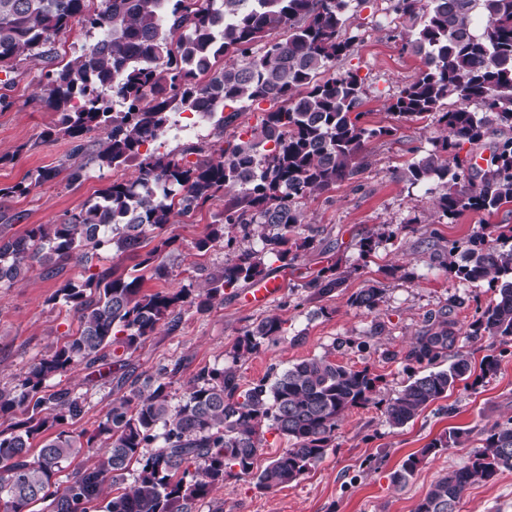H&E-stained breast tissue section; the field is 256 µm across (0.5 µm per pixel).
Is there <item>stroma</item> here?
Here are the masks:
<instances>
[{"instance_id":"1","label":"stroma","mask_w":512,"mask_h":512,"mask_svg":"<svg viewBox=\"0 0 512 512\" xmlns=\"http://www.w3.org/2000/svg\"><path fill=\"white\" fill-rule=\"evenodd\" d=\"M352 22L359 27L360 41L350 55L337 61L336 68L355 71L363 79L366 124L393 126L396 134L367 143L369 165L358 179L337 183L306 201L303 211L308 222L319 228L322 244L302 253L295 266H269L270 278L281 282L275 298L255 306L247 301V290L242 287L207 311L185 307L176 329L159 328L131 355L128 372L141 378L182 361L183 369L169 388L173 401H180L187 382L200 368L223 364L243 329L275 312L284 320L286 332L241 359L244 383L327 354L337 363L379 375L375 402L352 410L343 419L324 460L296 482L261 491L252 478L233 479L196 503L193 512H414L436 477L466 465L483 451L485 427L512 417V340L486 337L470 344L468 350L476 366L485 356L495 355V374L474 386L457 385L402 428H391L385 421L387 402L420 367L401 357L383 361L382 350L404 352L427 328L430 314L441 309H450L452 318L466 325L476 306L495 297L488 283L461 282L432 268L425 238L434 235L462 243L483 225H512V213L504 209L491 215L467 211L450 220L441 217L435 207L444 191L441 182L412 186L403 180V170L432 149L441 131L430 118L397 122L386 102L423 63L393 37L396 21L386 12L384 0H373L372 6L359 9ZM46 70L43 59L30 57L16 71L0 72V187L23 181L42 167L59 170L56 178L33 187L27 195L0 197V210L19 216L7 229L15 236L34 224L57 223L94 201L110 183L131 181L138 175L132 165L101 169L90 163L88 153L96 149L100 137L96 131L83 137L86 153L72 155L69 140L54 133L57 113L36 98ZM214 124L211 118L177 112L161 139L163 151L177 153L190 144H217ZM74 164L87 167L86 177L76 184L68 180ZM224 203V198H216L200 212L178 218L170 226L168 233L175 242L168 257L169 276L145 280V291L189 287L197 268L223 264V244L205 253L198 252L194 244L218 223ZM380 224L398 225L402 231L397 240L382 243L371 257H361L358 241ZM334 262L352 268V275L327 296L307 298L304 282ZM404 269L414 272V280L401 278ZM80 275V268L73 265L54 277L36 266L13 285L0 287V388L18 385L36 359L76 332V315L54 295L64 280ZM371 285L385 290L378 310L368 314L350 306L349 297ZM379 323L384 331L377 336L373 329ZM46 386L51 392L68 387L83 397V415L66 426L76 434L92 433L118 393L111 376L92 373L82 365L48 380ZM452 429L466 430L460 445L429 458L405 486L392 483L393 472L407 455ZM457 512H512V472L470 486Z\"/></svg>"}]
</instances>
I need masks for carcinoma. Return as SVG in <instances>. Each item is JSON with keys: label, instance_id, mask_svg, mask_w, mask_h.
<instances>
[{"label": "carcinoma", "instance_id": "obj_1", "mask_svg": "<svg viewBox=\"0 0 512 512\" xmlns=\"http://www.w3.org/2000/svg\"><path fill=\"white\" fill-rule=\"evenodd\" d=\"M0 0V71L29 56L54 63L55 37L77 22L99 33L81 56L51 68L36 98L59 114L56 135L84 151L81 137L101 138L90 161L98 168L134 163L138 177L114 181L98 198L57 224H34L22 236L0 234V284L11 285L34 265L59 274L72 263L84 276L57 290L78 316L76 335L38 359L17 386L0 388V415L23 419L0 430V512H192L230 479L249 475L259 490L297 481L317 466L348 413L375 400L378 378L328 356L303 359L274 379L244 386L238 363L282 335L285 321L270 314L246 328L220 367H203L172 403L171 380L181 363L165 365L112 399L96 432L49 430L79 419L84 399L68 388L44 393L50 378L76 365L90 369L107 360L122 370L127 356L158 328L178 326L185 304L205 311L224 303V291L265 280L267 262L293 265L300 252L320 244L300 203L355 179L364 169L367 141L396 128L365 125L366 90L336 61L354 50L349 10L370 0ZM398 36L423 61V69L393 95L387 110L400 119L433 118L446 135L434 150L409 164L412 185L434 179L446 191L436 200L441 216L465 211L496 213L512 205V0H387ZM282 29L283 39L271 37ZM455 99L451 108L446 102ZM273 102L260 123L205 153L189 145L179 153L146 146L167 131L172 111L183 107L217 120L219 135L246 104ZM494 137L483 169L460 157L468 143ZM197 155L196 161L187 160ZM40 168L0 197L23 195L54 179ZM220 223L197 240L207 252L216 243L233 254L224 264L200 269V287L146 292V278L168 275L165 259L174 242L163 233L175 218L202 209L231 189ZM401 228L381 224L359 240L367 257ZM158 239L137 263L142 274L118 273L105 255L135 253ZM432 260L465 282L487 280L496 299L467 328L439 311L431 328L416 336L404 360L427 370L399 390L384 415L393 428L416 419L429 405L472 377L465 344L484 336L512 338V228L495 225L464 246L430 243ZM352 274L334 263L304 282L310 298L341 287ZM383 289L362 288L349 304L378 309ZM451 360L446 368L435 365ZM284 438L282 449L254 470L265 430ZM452 430L402 460L393 482L406 484L430 456L460 444ZM484 450L469 464L439 475L415 512H456L469 487L512 472V417L484 430ZM97 461L57 489L63 464L84 450ZM136 467L134 484L112 498L109 481Z\"/></svg>", "mask_w": 512, "mask_h": 512}]
</instances>
